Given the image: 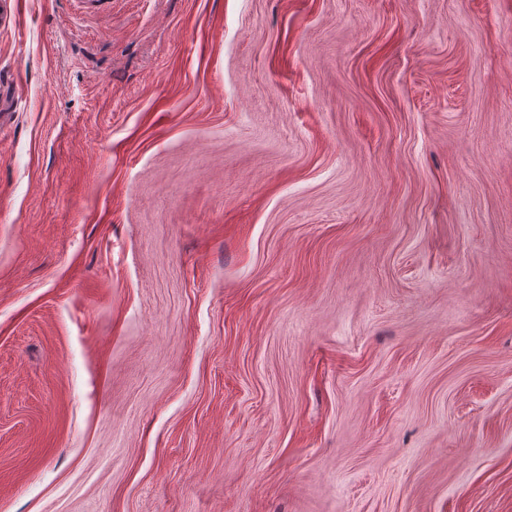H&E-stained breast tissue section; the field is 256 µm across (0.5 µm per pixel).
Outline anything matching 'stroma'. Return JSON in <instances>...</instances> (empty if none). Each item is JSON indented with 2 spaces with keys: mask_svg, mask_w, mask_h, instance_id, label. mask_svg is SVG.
Listing matches in <instances>:
<instances>
[{
  "mask_svg": "<svg viewBox=\"0 0 512 512\" xmlns=\"http://www.w3.org/2000/svg\"><path fill=\"white\" fill-rule=\"evenodd\" d=\"M0 512H512V0L0 6Z\"/></svg>",
  "mask_w": 512,
  "mask_h": 512,
  "instance_id": "stroma-1",
  "label": "stroma"
}]
</instances>
